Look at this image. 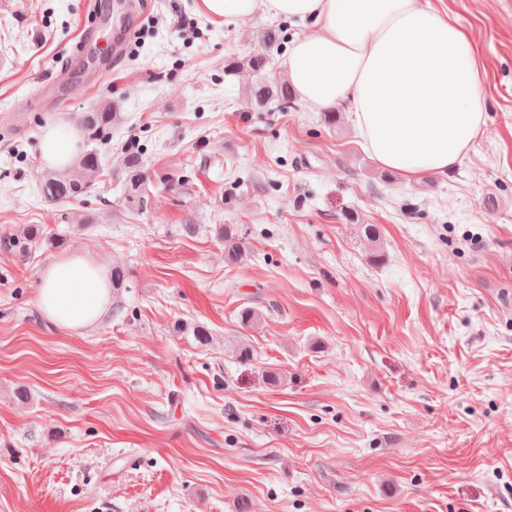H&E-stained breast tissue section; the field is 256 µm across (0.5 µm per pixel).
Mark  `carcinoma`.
<instances>
[{
    "mask_svg": "<svg viewBox=\"0 0 512 512\" xmlns=\"http://www.w3.org/2000/svg\"><path fill=\"white\" fill-rule=\"evenodd\" d=\"M269 57L265 53H257L246 59L232 60L224 64V72L236 76L248 90V94L259 106L271 103L286 110L296 105L294 90L286 79L268 78L265 71ZM116 113L112 105L104 103L93 107L80 116V126L87 132L88 140H96L103 136L112 126ZM142 159L129 154L124 159L123 173L125 190L128 197H140L144 185ZM102 166L100 152L91 149L86 151L72 166L65 170H48L40 182L39 189L42 197L48 203L65 199H74L87 193L88 182L84 174L97 171ZM243 246L236 232L230 226H224V259L235 263L241 258Z\"/></svg>",
    "mask_w": 512,
    "mask_h": 512,
    "instance_id": "obj_1",
    "label": "carcinoma"
}]
</instances>
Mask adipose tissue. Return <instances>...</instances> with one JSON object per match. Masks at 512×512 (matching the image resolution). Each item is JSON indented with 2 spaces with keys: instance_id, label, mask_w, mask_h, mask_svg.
<instances>
[{
  "instance_id": "ef3b65f1",
  "label": "adipose tissue",
  "mask_w": 512,
  "mask_h": 512,
  "mask_svg": "<svg viewBox=\"0 0 512 512\" xmlns=\"http://www.w3.org/2000/svg\"><path fill=\"white\" fill-rule=\"evenodd\" d=\"M214 21L256 13L302 22L288 80L319 109L348 112L380 166L445 173L484 123L485 69L466 30L430 0H200ZM111 300L104 265L78 254L39 274L36 303L60 328L97 323Z\"/></svg>"
}]
</instances>
